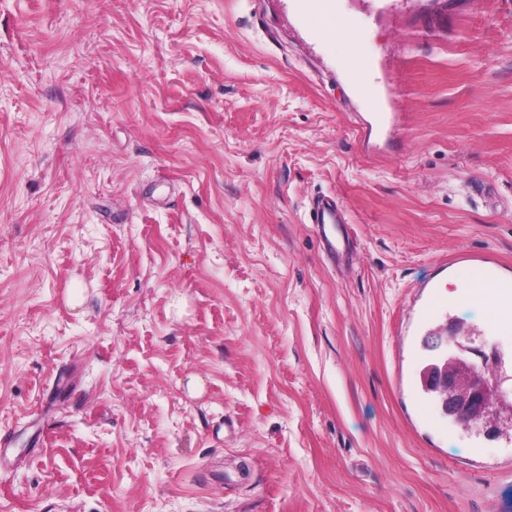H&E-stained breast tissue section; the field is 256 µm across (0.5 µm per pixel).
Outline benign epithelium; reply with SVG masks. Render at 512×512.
I'll return each mask as SVG.
<instances>
[{
    "label": "benign epithelium",
    "instance_id": "benign-epithelium-1",
    "mask_svg": "<svg viewBox=\"0 0 512 512\" xmlns=\"http://www.w3.org/2000/svg\"><path fill=\"white\" fill-rule=\"evenodd\" d=\"M457 353L451 354L430 372L429 383L442 405L450 408L453 419L469 427L487 424L507 402L498 391L493 367L488 363L478 366L468 359V348L451 337Z\"/></svg>",
    "mask_w": 512,
    "mask_h": 512
}]
</instances>
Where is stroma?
I'll use <instances>...</instances> for the list:
<instances>
[{"mask_svg": "<svg viewBox=\"0 0 512 512\" xmlns=\"http://www.w3.org/2000/svg\"><path fill=\"white\" fill-rule=\"evenodd\" d=\"M305 3L0 0V512H512L420 383L460 322L512 399V328L417 316L512 276V0ZM309 16L312 18L314 27L325 38L332 40L348 39V31L336 25L334 16L329 8H315ZM309 224L316 225L321 234L320 240L326 253L336 259V255H339L346 249V243L342 242L336 237V235H328L326 228H334L336 230L339 224H348L346 220L345 211L340 204L337 196L331 195H318L315 197L309 208ZM495 261V258H493L490 255L475 256L466 253H460L450 258L449 262H447L446 260L443 266H446L448 264H463L469 267L470 269L475 270L476 274L482 275L485 282L495 284L501 287V285H503V283L505 282V279L501 278L497 274L494 268Z\"/></svg>", "mask_w": 512, "mask_h": 512, "instance_id": "1", "label": "stroma"}]
</instances>
